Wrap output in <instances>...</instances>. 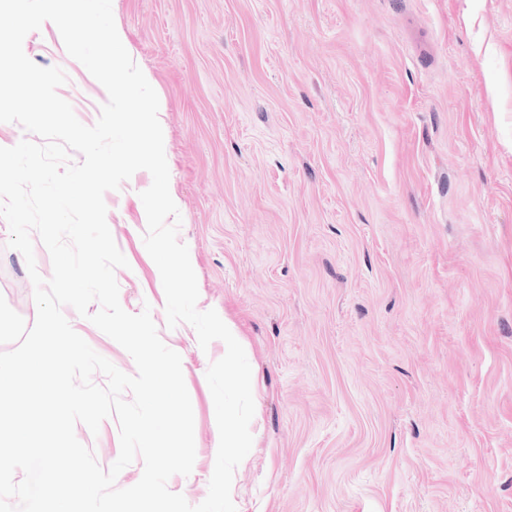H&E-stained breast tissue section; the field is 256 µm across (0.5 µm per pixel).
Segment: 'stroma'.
Instances as JSON below:
<instances>
[{"label":"stroma","mask_w":512,"mask_h":512,"mask_svg":"<svg viewBox=\"0 0 512 512\" xmlns=\"http://www.w3.org/2000/svg\"><path fill=\"white\" fill-rule=\"evenodd\" d=\"M152 78L197 308L232 322L251 366L253 447L237 512H512V0H113ZM94 125L105 88L57 27L24 39ZM140 170L107 191L128 265L177 352L196 459L167 487L207 496L217 450L209 365L168 327L143 242ZM0 219V296L33 325L34 286ZM98 354H130L72 307ZM77 439L102 469L119 423Z\"/></svg>","instance_id":"obj_1"}]
</instances>
